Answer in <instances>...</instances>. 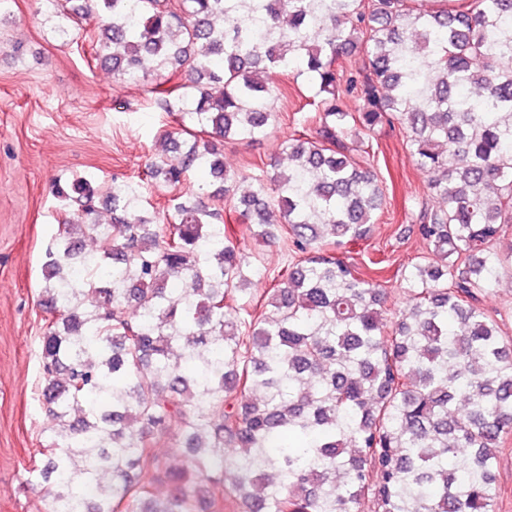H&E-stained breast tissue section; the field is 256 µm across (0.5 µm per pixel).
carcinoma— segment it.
I'll return each instance as SVG.
<instances>
[{
    "instance_id": "1",
    "label": "carcinoma",
    "mask_w": 512,
    "mask_h": 512,
    "mask_svg": "<svg viewBox=\"0 0 512 512\" xmlns=\"http://www.w3.org/2000/svg\"><path fill=\"white\" fill-rule=\"evenodd\" d=\"M93 40L172 119L178 157L143 179L55 185L62 216L41 264L40 397L56 423L37 466L47 512H495L512 435V337L482 297L512 279V0H82ZM346 60L336 68L339 60ZM313 111L254 172L221 146L265 139L296 62ZM348 98L360 101L347 110ZM428 179L415 223L437 261L404 270L396 316L358 245L384 197L346 139L383 123ZM209 172L217 206L179 189ZM250 189L237 196L239 183ZM204 183L196 193L206 192ZM112 218L101 221L98 203ZM291 260L240 301L259 260ZM177 430L189 458L155 452ZM233 229L237 236V239H240L241 244L246 245L248 250L256 251L261 253L262 257V270H266L267 273L273 272V270H278L284 265L288 264V254L279 247H264L259 245L252 239L242 238V226L237 224H233ZM156 452L167 465L180 467L185 463V459L177 448L173 435L160 438L156 444Z\"/></svg>"
}]
</instances>
